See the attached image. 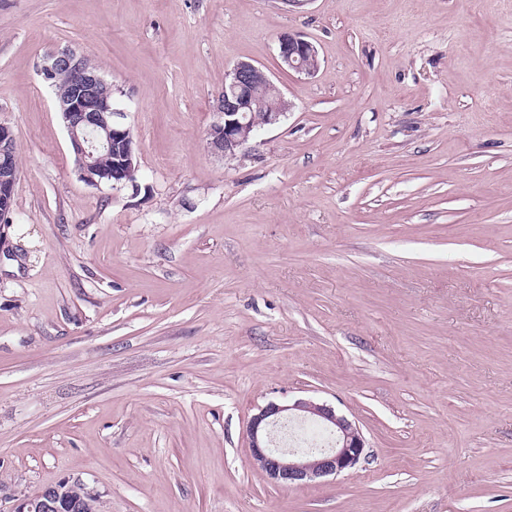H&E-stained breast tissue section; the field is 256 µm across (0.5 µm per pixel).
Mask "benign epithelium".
Listing matches in <instances>:
<instances>
[{
  "label": "benign epithelium",
  "instance_id": "7a95c632",
  "mask_svg": "<svg viewBox=\"0 0 512 512\" xmlns=\"http://www.w3.org/2000/svg\"><path fill=\"white\" fill-rule=\"evenodd\" d=\"M279 58L286 68L307 76L320 66L315 46L299 33L284 32L278 37ZM48 80L68 81L66 95L55 98L57 110L68 133L70 148L78 171L90 185L109 184L114 188L127 184L138 170L136 141L132 129L123 122L124 112L112 106L107 95L109 83L99 71L89 67L87 55L73 49H61L41 64ZM276 89L259 66L240 61L224 80V111L208 133L211 152L226 160L244 154L257 132L275 125L290 110L289 102L259 120L251 113L253 88ZM117 148L118 165L104 168L96 163V153ZM18 175L6 170L0 176V212L11 209ZM316 422L333 435L332 447L318 452H299L275 444L276 430L292 421ZM247 438L254 465L269 482L294 487L328 475H339L355 468L366 457L364 438L357 425L325 403L297 399L291 404L268 402L248 422ZM76 480L64 478L45 487L34 496L20 500L13 512H81V500L67 495L66 486Z\"/></svg>",
  "mask_w": 512,
  "mask_h": 512
}]
</instances>
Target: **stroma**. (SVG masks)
I'll return each instance as SVG.
<instances>
[{"label": "stroma", "mask_w": 512, "mask_h": 512, "mask_svg": "<svg viewBox=\"0 0 512 512\" xmlns=\"http://www.w3.org/2000/svg\"><path fill=\"white\" fill-rule=\"evenodd\" d=\"M64 48L137 187L80 179L40 72ZM242 60L291 108L227 162ZM0 124V512L64 477L102 512H512V0H0ZM297 398L366 459L268 482L248 422ZM278 49L282 65L289 70L312 76L319 69L317 49L299 33H281L278 37ZM4 174L0 176V212L5 213L11 209L14 196V189L18 179V174H14L9 170H4ZM0 214V223H10L9 215Z\"/></svg>", "instance_id": "stroma-1"}]
</instances>
